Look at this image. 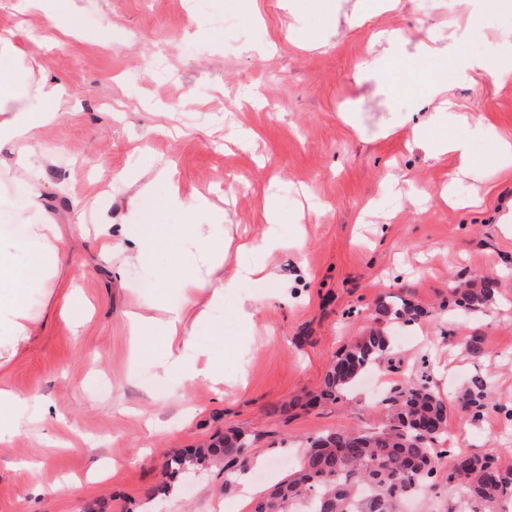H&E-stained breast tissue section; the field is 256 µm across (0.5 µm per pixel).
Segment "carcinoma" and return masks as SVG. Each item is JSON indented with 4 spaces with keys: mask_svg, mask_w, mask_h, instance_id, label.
<instances>
[{
    "mask_svg": "<svg viewBox=\"0 0 512 512\" xmlns=\"http://www.w3.org/2000/svg\"><path fill=\"white\" fill-rule=\"evenodd\" d=\"M498 293L497 280L485 277L448 289V315L461 317L480 311ZM426 314L413 300L380 299L372 322L408 324ZM394 362L390 337L378 328L340 352L320 389L293 405L305 409L346 397L374 364ZM487 377L476 374L458 392L457 406L472 421L481 420L492 403ZM385 424L372 431H331L307 440L297 470L257 499L252 512H399L400 503L422 491L444 469L448 486L463 493L468 512H504L512 504V467L493 454L476 455L438 448L448 437V403L424 375L390 390L384 399ZM253 442L244 430L232 429L197 448L174 454L164 475L174 478L187 470L244 458Z\"/></svg>",
    "mask_w": 512,
    "mask_h": 512,
    "instance_id": "cac0c4a2",
    "label": "carcinoma"
}]
</instances>
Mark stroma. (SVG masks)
Returning a JSON list of instances; mask_svg holds the SVG:
<instances>
[{
    "mask_svg": "<svg viewBox=\"0 0 512 512\" xmlns=\"http://www.w3.org/2000/svg\"><path fill=\"white\" fill-rule=\"evenodd\" d=\"M332 0H258L251 20L244 0H55L73 15L80 36L53 32L38 48L40 16L21 0H0V31L34 49L12 66L24 81L59 78L72 92L59 121L39 129L42 218L56 225L61 259L42 288L26 292L34 320L29 340L0 345V388L26 398L17 434L0 442V512H251L248 491L262 493L302 456L308 437L382 425L381 390L427 371L448 397L473 375L492 384L494 405L474 422L448 406V447L491 453L512 463V159L493 155L512 140V83L456 84L462 113L482 134L475 165L429 158L410 126L388 134L387 100L371 83L355 84L356 64L374 32L419 27L437 36L468 26L463 0H408L354 27V0L329 21ZM327 35V46L312 40ZM165 47L171 81L153 79L152 52ZM255 94L232 95L242 83ZM167 205L166 232L151 260L112 250L138 223L130 198L143 187ZM461 194V206L441 193ZM25 188L16 153L0 147V212L16 219ZM204 233L224 241V272L264 266L272 280H241L223 305L199 293L207 324L175 341L185 360L219 363L221 382L162 377L158 338L136 340L131 314L164 318L180 305V288L164 271L185 263L178 228L185 204ZM282 216L265 220L268 208ZM275 246H263L267 236ZM254 242L251 250L242 249ZM499 280L494 304L468 317L449 316V285ZM78 289L86 315L71 328L61 309ZM407 292L427 310L419 321L384 323L402 360L399 371L375 368L342 401L288 410L318 387L336 354L361 336L378 299ZM250 298L254 316L237 314ZM483 338L485 355L465 349ZM236 427L254 442L245 466H212L176 478L169 492L144 503L162 482L165 462L181 449ZM37 462L34 479L17 466Z\"/></svg>",
    "mask_w": 512,
    "mask_h": 512,
    "instance_id": "stroma-1",
    "label": "stroma"
}]
</instances>
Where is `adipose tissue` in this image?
Masks as SVG:
<instances>
[{"label":"adipose tissue","mask_w":512,"mask_h":512,"mask_svg":"<svg viewBox=\"0 0 512 512\" xmlns=\"http://www.w3.org/2000/svg\"><path fill=\"white\" fill-rule=\"evenodd\" d=\"M467 35L464 29L453 30L445 37H422L406 29L393 31L386 37L382 56L363 60L354 73L356 81L374 82L377 91L384 92L390 88L387 68L395 66L400 60H407L412 72L422 77L424 97L438 101L439 106L436 112L416 124L412 123L410 113L396 112L391 119L392 127L412 124L416 147L432 158L448 153L456 155L459 168L463 171L471 170L474 164L472 133L463 127L465 118L458 112L447 80L427 76L429 60L436 56L447 57L459 82L476 85L488 76L499 84L512 81V28L500 30V55L494 60L482 56H458L457 43ZM68 99L69 91L60 79L43 77L35 88L30 89L21 84L17 74L0 69V112L6 115L5 120L0 121V145L9 144L17 150L18 169L27 184L22 212L37 213L42 209L41 194L36 186L37 165L33 142L39 127L63 114ZM182 232L194 250L190 271L184 275L172 270L167 272L166 277L186 289L185 300L181 306L170 309L164 321L140 319L138 330L166 337L186 335L189 314L195 306V291L210 290L211 303L220 305L224 302L226 288L235 285L231 279L222 286L211 282V274L224 266V254L217 248L214 239L205 236L197 224H185ZM11 245L18 250H27L28 259L25 264L18 266L0 263V329L8 332L12 343L18 345L25 342L32 332L21 301V290L31 279H44L48 270L57 265L61 240L55 225L30 224L26 227L25 238L12 240Z\"/></svg>","instance_id":"1"}]
</instances>
